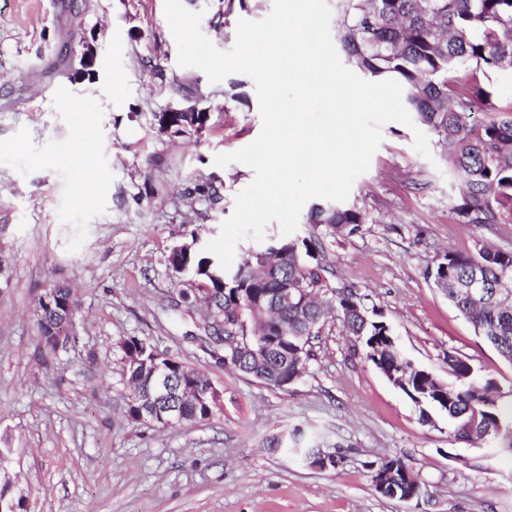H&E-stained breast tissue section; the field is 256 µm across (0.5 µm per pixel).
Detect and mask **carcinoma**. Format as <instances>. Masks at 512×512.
Listing matches in <instances>:
<instances>
[{"mask_svg": "<svg viewBox=\"0 0 512 512\" xmlns=\"http://www.w3.org/2000/svg\"><path fill=\"white\" fill-rule=\"evenodd\" d=\"M340 47L364 73L400 82L407 104L418 121L436 138L463 179L462 203L456 210L463 224H512V108L472 135L469 120L477 112H495L491 91L473 77L461 79L457 70L471 66L488 78L512 71V0H340ZM367 215L341 204L315 205L307 223L354 232ZM270 261L266 247L251 252L239 265L223 270L217 259L194 249L185 259L197 287L179 297L191 306L205 300L215 342L238 337L234 347L222 346L224 367L272 387H285L302 378L312 356V341L324 325V304H336L347 332L362 340L367 358L377 369L392 370L393 385L420 409L429 422L435 413L448 416L455 439L490 440L512 447L497 421L512 422V400H504L497 382L481 378L465 359L448 354V379L410 367L390 330L367 316L358 294L327 279L317 259L319 241L287 240ZM433 284L471 323L503 360L512 364V250L481 244L477 254L449 251L430 271ZM479 280L482 293L468 288ZM300 288L302 307L275 309L271 300L283 286ZM78 303L66 309L38 304L39 338L43 349L56 353V337L73 326ZM264 346L269 358L256 365L248 348ZM196 385L205 402L188 407L184 422L211 418L216 411L206 394L209 380L197 374ZM394 470L393 488L384 496L417 499L421 485L413 470L398 457L370 463Z\"/></svg>", "mask_w": 512, "mask_h": 512, "instance_id": "1", "label": "carcinoma"}]
</instances>
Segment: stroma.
<instances>
[{"label":"stroma","instance_id":"stroma-1","mask_svg":"<svg viewBox=\"0 0 512 512\" xmlns=\"http://www.w3.org/2000/svg\"><path fill=\"white\" fill-rule=\"evenodd\" d=\"M0 0V450L27 512H512V455L490 441L454 438L444 414L418 407L330 315L303 378L275 388L225 369L198 339L200 308L179 305L192 275L167 257L199 235L215 238L253 170L213 160L252 143L262 120L253 80L210 83L178 63L164 0ZM222 51L239 20L259 21L273 0H183ZM94 37L97 75L47 80L60 55L78 70L81 36ZM189 86L210 114L202 133L161 132L155 119ZM348 206L370 220L352 233L299 224L317 238L336 286L352 287L415 365L447 377L448 354L502 390L512 365L428 276L444 251L512 247V224H462L461 177L437 144L383 126ZM100 178L87 186L84 168ZM201 185L219 188L212 205ZM78 301L74 336L39 349L36 309L53 285ZM141 339L207 375L221 402L210 420L161 429L132 422L124 339ZM317 445L339 466L308 467L274 440ZM398 457L420 498L378 494L368 462Z\"/></svg>","mask_w":512,"mask_h":512}]
</instances>
